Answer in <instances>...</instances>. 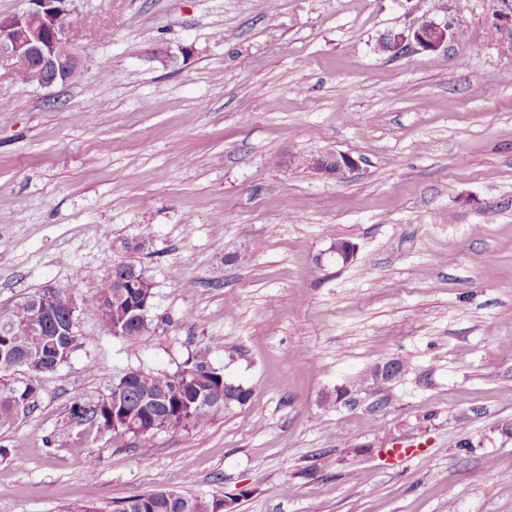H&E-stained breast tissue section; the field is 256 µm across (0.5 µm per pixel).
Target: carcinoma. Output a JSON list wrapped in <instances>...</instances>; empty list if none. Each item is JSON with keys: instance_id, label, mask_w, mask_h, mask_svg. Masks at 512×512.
<instances>
[{"instance_id": "obj_1", "label": "carcinoma", "mask_w": 512, "mask_h": 512, "mask_svg": "<svg viewBox=\"0 0 512 512\" xmlns=\"http://www.w3.org/2000/svg\"><path fill=\"white\" fill-rule=\"evenodd\" d=\"M69 296L42 289L0 314V429L9 428L37 403L38 387L17 380L26 370L52 373L90 337L79 334L68 316ZM155 291L141 272L126 262L112 268L96 292L83 301L81 313L95 319L99 331L135 343L157 326ZM215 338L198 346L173 373L131 369L95 404L79 399L70 413L103 430L121 431L146 443L167 430H187L225 412L224 398L250 400V388L227 379L211 360ZM224 501L179 490H146L126 498L116 512H221Z\"/></svg>"}]
</instances>
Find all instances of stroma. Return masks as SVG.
Returning a JSON list of instances; mask_svg holds the SVG:
<instances>
[{
    "label": "stroma",
    "mask_w": 512,
    "mask_h": 512,
    "mask_svg": "<svg viewBox=\"0 0 512 512\" xmlns=\"http://www.w3.org/2000/svg\"><path fill=\"white\" fill-rule=\"evenodd\" d=\"M72 8L77 78L39 88L0 62V313L44 288L81 301L130 261L159 321L131 346L78 317L88 343L0 430V512L150 485L236 512H512V0ZM424 16L447 44L380 51ZM326 152L358 170L284 162ZM213 337L246 405L145 445L71 417ZM392 358L391 388L323 403ZM330 162L325 161V156H312L304 159L306 166L316 175L325 179H336L339 181L347 174L358 168L356 160L348 154L330 153Z\"/></svg>",
    "instance_id": "stroma-1"
}]
</instances>
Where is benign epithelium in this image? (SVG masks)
Returning <instances> with one entry per match:
<instances>
[{
  "label": "benign epithelium",
  "mask_w": 512,
  "mask_h": 512,
  "mask_svg": "<svg viewBox=\"0 0 512 512\" xmlns=\"http://www.w3.org/2000/svg\"><path fill=\"white\" fill-rule=\"evenodd\" d=\"M28 8L21 13L0 16V60L14 61L16 69H33L40 74L38 85L44 88L75 79L80 73V59L68 18L72 0H27ZM448 42V23L426 16L417 27L383 39L379 50L397 55L415 45L424 51H436ZM330 161L323 156L305 159L306 166L325 179L341 180L358 168L348 154L331 153ZM329 253L336 262L349 264L354 258V245L336 240ZM404 364L399 359L379 362L372 367L369 385H388L402 375Z\"/></svg>",
  "instance_id": "benign-epithelium-1"
}]
</instances>
